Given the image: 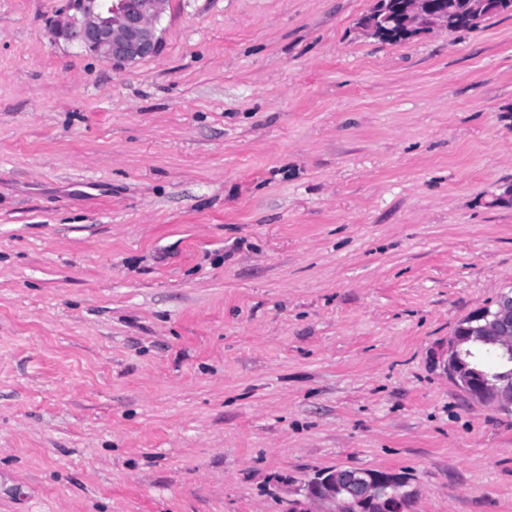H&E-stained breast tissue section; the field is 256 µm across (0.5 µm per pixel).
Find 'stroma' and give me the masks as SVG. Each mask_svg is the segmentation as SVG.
<instances>
[{
    "mask_svg": "<svg viewBox=\"0 0 512 512\" xmlns=\"http://www.w3.org/2000/svg\"><path fill=\"white\" fill-rule=\"evenodd\" d=\"M0 0V512H284L321 469L512 512L442 361L512 288V16L169 0L155 57ZM375 0L373 12L361 22L363 32L375 39H412L433 31L452 33L478 28L489 16L512 14V0H488L481 14H472V0Z\"/></svg>",
    "mask_w": 512,
    "mask_h": 512,
    "instance_id": "stroma-1",
    "label": "stroma"
}]
</instances>
